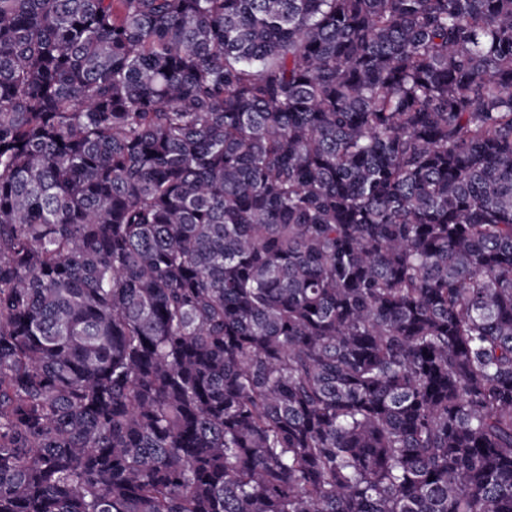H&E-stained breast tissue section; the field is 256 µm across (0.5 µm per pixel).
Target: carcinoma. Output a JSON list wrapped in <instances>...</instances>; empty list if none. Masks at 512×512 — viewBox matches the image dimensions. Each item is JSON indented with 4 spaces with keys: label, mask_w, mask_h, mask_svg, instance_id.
Listing matches in <instances>:
<instances>
[{
    "label": "carcinoma",
    "mask_w": 512,
    "mask_h": 512,
    "mask_svg": "<svg viewBox=\"0 0 512 512\" xmlns=\"http://www.w3.org/2000/svg\"><path fill=\"white\" fill-rule=\"evenodd\" d=\"M0 512H512V0H0Z\"/></svg>",
    "instance_id": "obj_1"
}]
</instances>
